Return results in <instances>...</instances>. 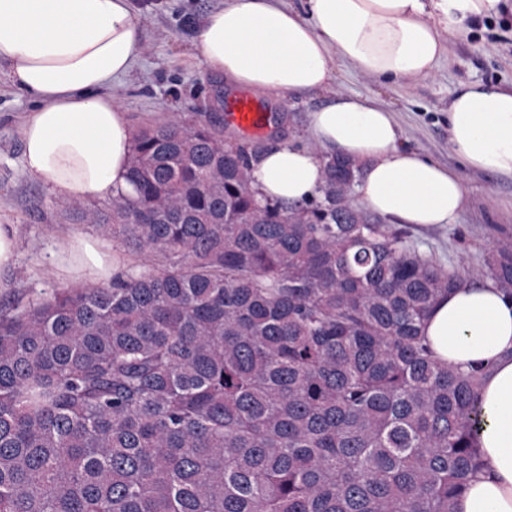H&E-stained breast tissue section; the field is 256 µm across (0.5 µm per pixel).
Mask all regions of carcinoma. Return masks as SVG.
Instances as JSON below:
<instances>
[{"mask_svg":"<svg viewBox=\"0 0 512 512\" xmlns=\"http://www.w3.org/2000/svg\"><path fill=\"white\" fill-rule=\"evenodd\" d=\"M213 111L137 131L77 220L161 264L0 313V512H455L488 367L424 324L463 272L346 200L260 202ZM487 273L512 299V245Z\"/></svg>","mask_w":512,"mask_h":512,"instance_id":"cac0c4a2","label":"carcinoma"}]
</instances>
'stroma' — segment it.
Wrapping results in <instances>:
<instances>
[{
	"instance_id": "35a3bbf8",
	"label": "stroma",
	"mask_w": 512,
	"mask_h": 512,
	"mask_svg": "<svg viewBox=\"0 0 512 512\" xmlns=\"http://www.w3.org/2000/svg\"><path fill=\"white\" fill-rule=\"evenodd\" d=\"M133 2L139 59L128 77L110 87L113 105L128 112L137 127L210 111L217 78L201 64L193 36L222 0ZM336 71L335 92L373 95L395 113L404 145L448 166L464 183L467 201L455 223L411 227L420 253L446 268L483 269L489 254L512 235V180L472 170L456 155L448 141V100L463 82L512 84V8L479 33L450 37L447 57L426 79L388 85L342 63ZM326 99V94L309 93L277 107L263 103L269 128L246 132L228 120L224 136L263 147L279 140L316 150L308 115ZM29 109L1 63L0 224L16 226L20 252L16 265L0 272V310L13 313L63 288L53 256L59 237L71 231L97 234L92 225L62 211V198L23 172L20 126Z\"/></svg>"
}]
</instances>
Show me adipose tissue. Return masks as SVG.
<instances>
[{
	"mask_svg": "<svg viewBox=\"0 0 512 512\" xmlns=\"http://www.w3.org/2000/svg\"><path fill=\"white\" fill-rule=\"evenodd\" d=\"M506 8L505 0H224L194 45L228 89L277 100L329 95L310 114L319 152L278 142L254 160L260 201L318 197L325 161L339 154L361 170L367 211L390 224H450L466 202L460 176L403 146L393 112L374 96L329 90L340 61L383 81L427 78L448 52L447 34L470 33ZM138 53L132 0H0V62L33 102L20 129L25 174L69 199L108 198L125 186L133 126L108 90ZM448 141L470 168L512 179V85L461 84L448 102ZM118 269L102 240L72 232L57 241L65 282L107 284ZM424 334L449 365L488 367L476 443L483 467L456 510L512 512V299L494 281L463 280L439 300Z\"/></svg>",
	"mask_w": 512,
	"mask_h": 512,
	"instance_id": "adipose-tissue-1",
	"label": "adipose tissue"
}]
</instances>
